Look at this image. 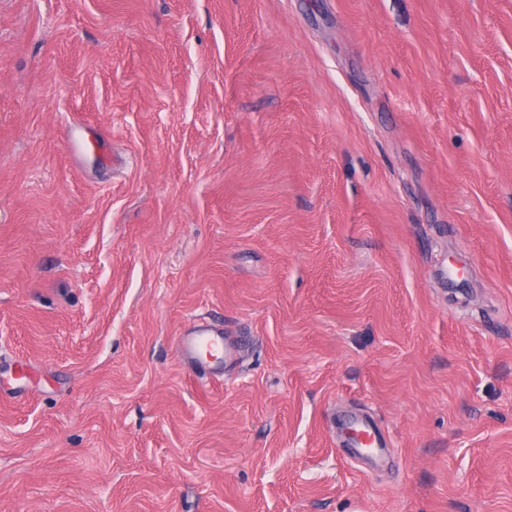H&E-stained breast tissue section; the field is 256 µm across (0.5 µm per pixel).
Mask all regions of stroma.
<instances>
[{
    "mask_svg": "<svg viewBox=\"0 0 512 512\" xmlns=\"http://www.w3.org/2000/svg\"><path fill=\"white\" fill-rule=\"evenodd\" d=\"M18 360L0 512H512V0H0ZM223 335L221 330L214 329L208 323L194 322L178 337L177 351L185 362L194 367L211 369L212 360L206 357V350L210 353L224 350L225 360L233 357ZM347 440L345 445L352 448L354 458H366L374 465H379L389 460V444L387 437L382 435L375 424L368 417H351L346 420ZM354 432L353 438L349 432Z\"/></svg>",
    "mask_w": 512,
    "mask_h": 512,
    "instance_id": "stroma-1",
    "label": "stroma"
}]
</instances>
